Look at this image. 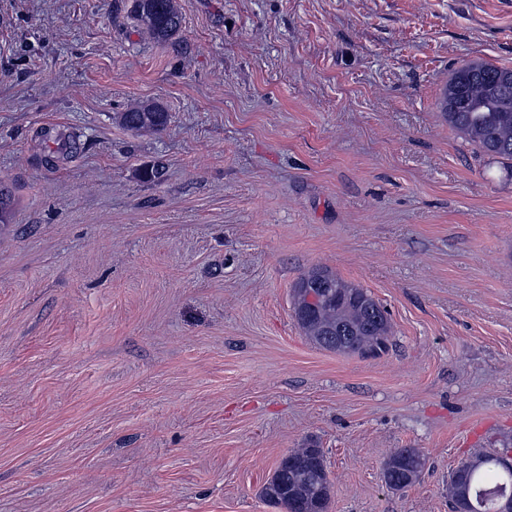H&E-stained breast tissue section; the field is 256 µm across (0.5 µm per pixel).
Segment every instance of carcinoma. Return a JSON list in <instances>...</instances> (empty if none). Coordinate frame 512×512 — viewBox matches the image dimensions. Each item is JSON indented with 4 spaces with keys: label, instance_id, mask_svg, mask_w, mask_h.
I'll return each mask as SVG.
<instances>
[{
    "label": "carcinoma",
    "instance_id": "1",
    "mask_svg": "<svg viewBox=\"0 0 512 512\" xmlns=\"http://www.w3.org/2000/svg\"><path fill=\"white\" fill-rule=\"evenodd\" d=\"M131 16L152 39L167 42L182 29V15L175 0H132ZM512 78V68L483 61L467 63L456 69L442 88L441 112L448 126L456 131L476 153L512 163V85L507 94L496 91L493 79ZM168 113L158 106L133 107L119 116L128 130L160 132L167 125ZM13 209L12 188L0 179V223H5ZM364 310L372 311L367 320L358 321L343 335H336V323L346 318L343 307L326 308L303 315L295 312L302 331L314 343L336 350V342L345 344L346 352L378 355L388 350V317L374 310L380 303L364 288L355 285ZM426 465L417 448H398L383 466L387 488L400 490L414 484ZM263 497L293 512H328L331 480L319 448H295L283 457L262 490ZM448 495L452 512H508L512 503V463L499 452L481 451L461 462L449 474Z\"/></svg>",
    "mask_w": 512,
    "mask_h": 512
}]
</instances>
